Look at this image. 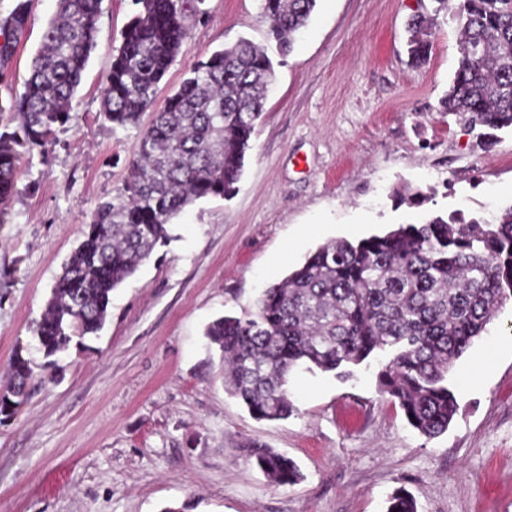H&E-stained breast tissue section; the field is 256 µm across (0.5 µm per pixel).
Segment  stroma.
Returning a JSON list of instances; mask_svg holds the SVG:
<instances>
[{"label":"stroma","mask_w":512,"mask_h":512,"mask_svg":"<svg viewBox=\"0 0 512 512\" xmlns=\"http://www.w3.org/2000/svg\"><path fill=\"white\" fill-rule=\"evenodd\" d=\"M57 0L31 20L0 82L22 91ZM434 0H317L286 57L267 36L259 0H202L160 85L178 88L197 61L245 37L274 58V80L233 198L201 199L168 245L112 292L98 336L73 341L56 369L28 385L0 425V512H385L397 489L417 512H512V302L454 365L459 409L426 439L381 396L374 369L354 378L296 370L297 411L257 420L224 390L221 353L205 327L255 308L327 241L397 224L512 205V129L494 144L440 101L459 64V24ZM133 0H101L96 46L71 119L48 154L19 163L18 195L0 219V389L32 339L64 261L98 202L120 197L137 129L112 131L101 92ZM433 16L434 46L409 64L405 27ZM258 441L303 478L280 486L244 456Z\"/></svg>","instance_id":"obj_1"}]
</instances>
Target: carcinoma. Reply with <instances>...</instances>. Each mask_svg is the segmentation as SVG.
<instances>
[{
	"mask_svg": "<svg viewBox=\"0 0 512 512\" xmlns=\"http://www.w3.org/2000/svg\"><path fill=\"white\" fill-rule=\"evenodd\" d=\"M317 0H260L280 54L292 49ZM460 26V62L442 111L460 115L478 139L512 129V0H435ZM30 0L0 17V67L25 32ZM105 77L101 115L112 130L140 123L154 106L169 66L187 38L183 0H134ZM99 0H57L32 72L20 95L0 103V204L18 192V160L46 149L70 119L71 103L95 42ZM410 65L427 63L431 18L417 13L406 29ZM266 50L248 39L197 62L140 131L121 198L98 204L63 265L34 339L45 357L103 328L112 291L132 276L183 210L236 191L256 120L273 80ZM512 300V206L484 218L461 210L384 234L319 246L279 283L264 289L255 311L224 315L205 336L224 360V385L256 419L294 411L288 382L306 366L339 377L380 355L379 393L397 404L419 434L448 430L458 399L448 372ZM12 383L0 392V424L28 397L31 360L15 353ZM245 456L280 485L298 481L295 462L257 442ZM386 512H416L404 492Z\"/></svg>",
	"mask_w": 512,
	"mask_h": 512,
	"instance_id": "1",
	"label": "carcinoma"
}]
</instances>
